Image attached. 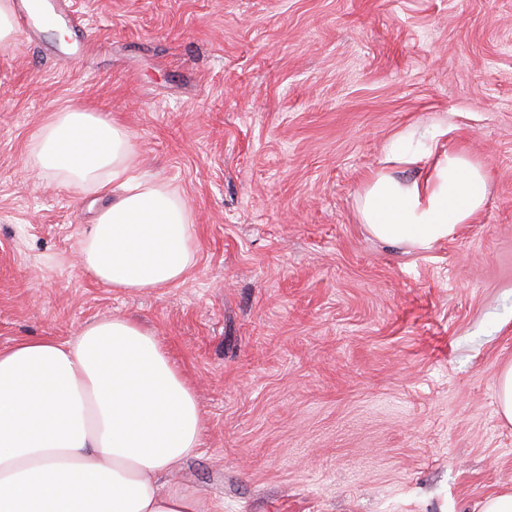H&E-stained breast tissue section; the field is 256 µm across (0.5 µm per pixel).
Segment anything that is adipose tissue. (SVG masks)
<instances>
[{
  "mask_svg": "<svg viewBox=\"0 0 512 512\" xmlns=\"http://www.w3.org/2000/svg\"><path fill=\"white\" fill-rule=\"evenodd\" d=\"M445 130L410 131L386 147L357 198L380 242L432 250L474 223L489 174ZM47 176L109 199L80 247L83 270L114 289L182 281L194 219L172 188L140 172L125 126L101 113H52L31 142ZM202 412L153 330L104 317L77 336L0 350V512H202L173 475L201 445Z\"/></svg>",
  "mask_w": 512,
  "mask_h": 512,
  "instance_id": "obj_1",
  "label": "adipose tissue"
}]
</instances>
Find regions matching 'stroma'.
Masks as SVG:
<instances>
[{
  "instance_id": "1",
  "label": "stroma",
  "mask_w": 512,
  "mask_h": 512,
  "mask_svg": "<svg viewBox=\"0 0 512 512\" xmlns=\"http://www.w3.org/2000/svg\"><path fill=\"white\" fill-rule=\"evenodd\" d=\"M0 53V348L104 316L155 330L193 386L176 478L224 512H481L512 492V0H79ZM130 131L194 215L183 282L107 288L76 253L92 197L28 163L46 115ZM438 126L489 172L429 253L357 196L388 141ZM499 415L501 419L512 424V363L505 365L496 380Z\"/></svg>"
}]
</instances>
